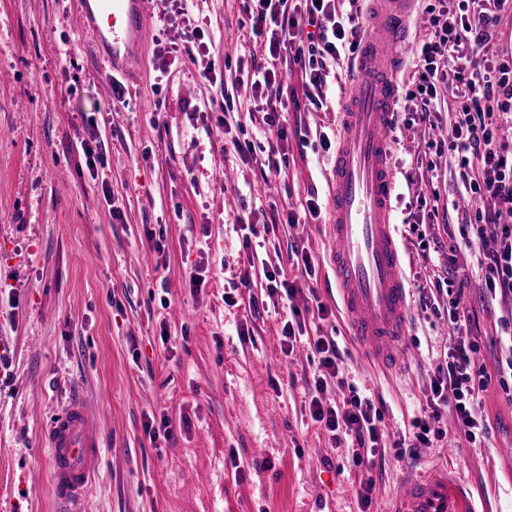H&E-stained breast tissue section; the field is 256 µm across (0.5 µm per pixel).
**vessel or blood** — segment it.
Listing matches in <instances>:
<instances>
[{
    "label": "vessel or blood",
    "instance_id": "1",
    "mask_svg": "<svg viewBox=\"0 0 512 512\" xmlns=\"http://www.w3.org/2000/svg\"><path fill=\"white\" fill-rule=\"evenodd\" d=\"M369 2L331 168L330 261L350 339L374 365L396 371L406 360L411 290L394 222L392 131L416 0ZM78 8L99 61L113 77L128 78L142 54L150 0H78ZM97 416L94 402L76 392L42 431L57 512H94L88 489L101 457ZM45 475L34 470L28 479ZM399 512L475 510L464 483L442 474L409 483Z\"/></svg>",
    "mask_w": 512,
    "mask_h": 512
}]
</instances>
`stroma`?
<instances>
[{"label": "stroma", "instance_id": "stroma-1", "mask_svg": "<svg viewBox=\"0 0 512 512\" xmlns=\"http://www.w3.org/2000/svg\"><path fill=\"white\" fill-rule=\"evenodd\" d=\"M182 15L155 0L126 102L94 61L74 0H0V500L12 512H54L41 432L61 398L82 386L104 441L89 487L96 512H360L356 491L373 479L371 512H394L405 481L431 468L467 482L478 512H512V394L488 379L476 413L484 443L456 433L353 465L309 414L314 356L280 349L293 311L325 305L320 327L335 337L346 385L381 411L385 447L412 436L435 368L448 349V295L424 306L420 288L456 269L475 313L463 340L493 369L499 322L511 300L488 298L470 254L455 251L458 221L444 212L463 189L448 149L450 88L430 127L398 124L393 162L402 195L397 220L413 290L407 362L396 373L370 364L348 337L329 266L328 214L280 223L310 190L329 195L334 155L321 136L336 126L354 56L328 62L322 107L289 67L285 164L273 169L225 152L224 138L268 131L252 87L265 55L249 37V0H182ZM178 54H168V46ZM191 53H184V46ZM96 135L103 159L80 143ZM260 225L258 264L242 247L240 219ZM316 273L302 275L295 249ZM299 292L272 301L266 270ZM201 270L202 287L189 285ZM249 287H241L242 276ZM167 418L151 441L147 417Z\"/></svg>", "mask_w": 512, "mask_h": 512}]
</instances>
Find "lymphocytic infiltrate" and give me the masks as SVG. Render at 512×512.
<instances>
[{"label":"lymphocytic infiltrate","mask_w":512,"mask_h":512,"mask_svg":"<svg viewBox=\"0 0 512 512\" xmlns=\"http://www.w3.org/2000/svg\"><path fill=\"white\" fill-rule=\"evenodd\" d=\"M252 33L261 39L272 59L288 58L301 71L306 87L322 90L326 84V61L340 57L345 48L359 49L361 41L359 0H348L341 9L337 0H251ZM508 0H452V8L439 10L430 17V27L416 47L418 83L407 92L406 112L413 123H426L440 85L454 89V120L451 147L460 156V178L471 196L491 197L512 211V155L499 140L500 117L512 112V56L491 53L489 41ZM455 55L460 62L453 73L440 68L441 52ZM255 90L273 92L266 102L265 122L276 128L278 144L244 143L230 139L241 155L265 154L270 166H278L280 143L288 129L282 125L276 100L284 95V75L277 68L254 72ZM466 246L477 247L478 264L487 296H512V224L500 221L499 213L479 212L473 222L464 225ZM318 364L313 376L314 391L309 403L312 419L320 423L331 440L350 441L355 466L373 463L382 455L379 448V411L370 399L350 390L348 397L327 403L323 395L329 379L337 377L338 346L334 338L310 339ZM477 345L451 341L443 365L437 366L430 383L431 411L415 420V438L428 441L442 437V408H449L456 428L469 440L487 434L485 421L477 417L484 381L478 380L473 366Z\"/></svg>","instance_id":"obj_1"}]
</instances>
